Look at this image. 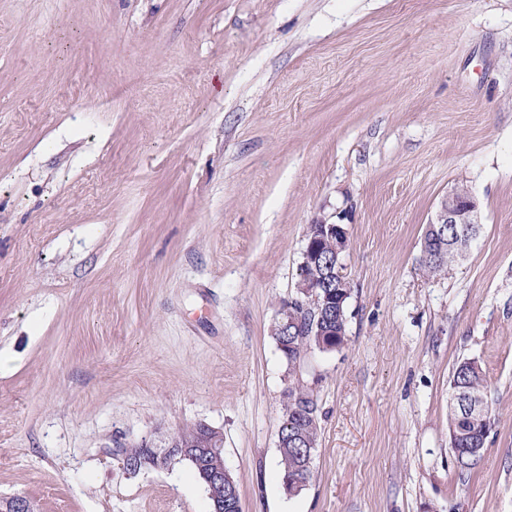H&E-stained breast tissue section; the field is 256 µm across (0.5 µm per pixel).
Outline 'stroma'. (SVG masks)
Returning a JSON list of instances; mask_svg holds the SVG:
<instances>
[{"label":"stroma","instance_id":"35a3bbf8","mask_svg":"<svg viewBox=\"0 0 512 512\" xmlns=\"http://www.w3.org/2000/svg\"><path fill=\"white\" fill-rule=\"evenodd\" d=\"M457 187L466 259L420 264ZM345 225L347 341L299 372L312 482L288 494L273 327L308 224ZM0 499L209 512L184 461L224 432L242 512H512V0H0ZM495 422L460 474L448 378ZM476 212L477 202L470 191L461 193L454 188L441 198L435 216L429 224L431 228L439 224H448V229L446 228L448 243L438 256L427 260H421L420 257L421 265L429 276H440L448 271V267L454 262L466 256L471 242L479 232V225L474 220ZM453 224H462L463 229L464 224H475L476 228L466 236L462 234L459 226L455 227ZM198 430L195 433V436L193 440H185L183 438H180V436L191 434L197 424H193L190 426H185L183 428L178 429L173 436L170 438V441L168 444H171V442L174 440V438H180V440L172 443L170 448L167 450V452L164 453V455H167L169 452H171L173 447L176 448L179 452L181 451L183 455H186V452L189 448H203L206 451H212L216 456L218 455V451L224 447V434L219 428L212 427L205 423H198ZM190 453V451H188ZM190 455L193 457L192 460L188 459H181L180 454L168 456L167 459H165V463L163 466L168 465V463L171 461L179 460V461H187L194 469L198 479L205 484L204 478L209 477V486L212 488V486L220 487L222 483H224L225 480L231 481L230 477L227 472L224 473V469L216 468L215 470H211V460L205 458L204 452L202 450L197 451ZM178 457L180 459H178ZM231 476V475H230ZM233 479V477L231 476ZM234 484V494L238 502L240 501V494L239 489L237 486V483L233 479Z\"/></svg>","mask_w":512,"mask_h":512}]
</instances>
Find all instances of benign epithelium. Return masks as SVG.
<instances>
[{
  "instance_id": "benign-epithelium-1",
  "label": "benign epithelium",
  "mask_w": 512,
  "mask_h": 512,
  "mask_svg": "<svg viewBox=\"0 0 512 512\" xmlns=\"http://www.w3.org/2000/svg\"><path fill=\"white\" fill-rule=\"evenodd\" d=\"M477 212V202L472 193H461L451 190L439 201L435 216L430 224H473ZM329 249L336 257V267L332 268L323 262V250ZM348 249V236L342 225L320 218L310 225V239L303 253L301 267L304 273L296 286V295L282 309L278 324L282 326L283 335H288V327L300 324L302 315L310 313L315 331L311 335L316 337L315 345L318 349L327 348L324 337L332 331L322 323L330 324L338 317L339 292L352 287V282L343 272L341 259ZM331 281L335 283L336 291L318 293V281ZM172 446L185 453L190 448H202L206 451L218 452L224 447V434L215 427L201 423L193 440L180 439Z\"/></svg>"
}]
</instances>
